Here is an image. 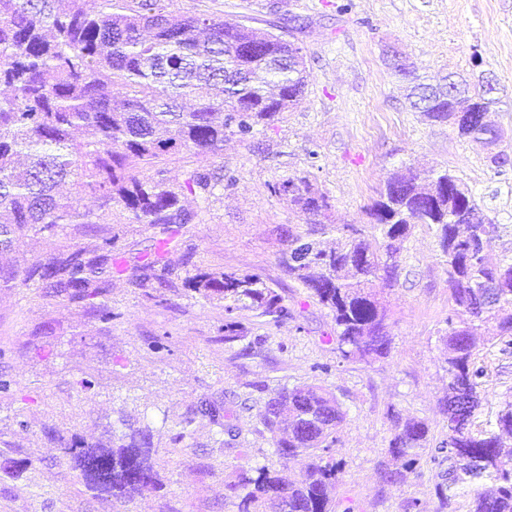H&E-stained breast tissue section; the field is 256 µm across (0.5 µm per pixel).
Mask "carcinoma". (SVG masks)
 <instances>
[{
	"mask_svg": "<svg viewBox=\"0 0 512 512\" xmlns=\"http://www.w3.org/2000/svg\"><path fill=\"white\" fill-rule=\"evenodd\" d=\"M0 0V252L19 246L29 231L51 235L69 224H98L120 207L134 224L162 227L165 237L151 244L152 259L136 267V283H163L173 270L165 254L173 236L201 219L214 191L224 182V167H192L182 185L139 174L172 155H217L224 137H245L300 102L308 84L301 48L268 29L230 25L204 15L176 14L165 0ZM463 96L418 83L412 108L433 122L452 124L464 107ZM70 185L92 196L97 211H82L78 199L61 193ZM299 212L310 217L330 207L329 197L309 179L288 178L273 185ZM195 209L181 204L184 193ZM371 234L352 224H323L320 238L304 240L288 232L281 265L288 276L328 307L336 342L346 357L370 362L391 351L386 307L376 283L397 281L404 243L418 224L435 233L448 277L455 317L443 337L448 387L467 388L468 400L448 421V441L438 447L448 469V487L465 485L471 512H512V399L495 420L474 432L471 422L483 392L474 368L477 345L512 337V255L476 260L457 242V224L475 233L498 232L471 192L448 171L413 169L391 175L369 208ZM125 267L112 256V238L103 237L34 265L27 278L48 279L51 287L93 299ZM188 287L224 301L228 320L224 340L236 341L245 326L233 317L251 310L279 320L288 316L284 299L257 274L199 272ZM200 411L229 437L239 434L233 414H220L204 400ZM345 419L334 395L322 386L284 387L266 403L263 424L285 460L311 459L306 477L292 483L263 467L227 484L244 490L239 512H332L327 490L336 465L317 460V451L336 441ZM421 419L396 424L388 444L395 459L416 463L429 444ZM86 486L115 500L131 499L156 488L150 463V435L122 433L114 448L73 440L61 444Z\"/></svg>",
	"mask_w": 512,
	"mask_h": 512,
	"instance_id": "cac0c4a2",
	"label": "carcinoma"
}]
</instances>
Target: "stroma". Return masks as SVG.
Instances as JSON below:
<instances>
[{
    "label": "stroma",
    "instance_id": "1",
    "mask_svg": "<svg viewBox=\"0 0 512 512\" xmlns=\"http://www.w3.org/2000/svg\"><path fill=\"white\" fill-rule=\"evenodd\" d=\"M182 14H207L280 33L302 49L306 93L289 112L247 138L228 136L218 156L183 154L164 176L181 184L186 169L220 165L235 183L219 188L202 221L186 225L166 260V285L138 286L113 276L106 291L81 301L26 281L36 262L113 237L114 257L144 263L155 230L113 212L104 224H70L55 235H32L0 254V512H238L226 485L252 467L301 480L308 463L284 461L263 425L268 398L281 388H329L346 413L336 440L322 450L338 463L330 491L333 512H470L459 492L450 507L438 488L446 463L429 456L413 466L393 460L391 413L429 427L431 446L448 439V397L442 336L454 305L435 235L415 226L404 245L399 277L378 286L392 337L388 357L344 358L332 337L329 310L290 280L280 258L288 228L307 225L276 182L308 177L330 199L325 224H369V208L387 177L411 164L447 169L471 191L499 231L496 256L512 254V0H168ZM406 57L395 71L392 50ZM456 73L473 87L493 80L494 115L509 159L498 168L479 142L448 124L427 121L406 98L414 80ZM260 275L281 294L288 315L267 322L243 310L247 334L224 339V305L184 281L196 272ZM108 306L111 319L100 308ZM487 399L475 428H485L512 394V347L498 340L476 353ZM221 403L240 436L195 414L200 399ZM148 429L158 488L126 501L97 497L60 448L78 439L111 445L120 416ZM399 471L396 482L382 474Z\"/></svg>",
    "mask_w": 512,
    "mask_h": 512
}]
</instances>
